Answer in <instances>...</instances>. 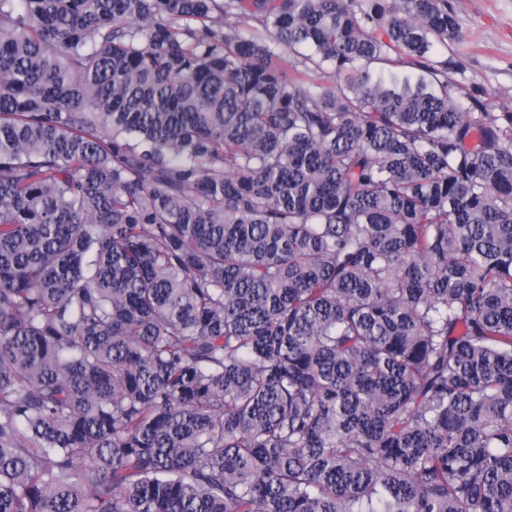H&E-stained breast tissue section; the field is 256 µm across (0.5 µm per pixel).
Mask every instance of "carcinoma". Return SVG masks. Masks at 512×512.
Here are the masks:
<instances>
[{
	"label": "carcinoma",
	"instance_id": "carcinoma-1",
	"mask_svg": "<svg viewBox=\"0 0 512 512\" xmlns=\"http://www.w3.org/2000/svg\"><path fill=\"white\" fill-rule=\"evenodd\" d=\"M462 40L0 0V512H512V109Z\"/></svg>",
	"mask_w": 512,
	"mask_h": 512
}]
</instances>
